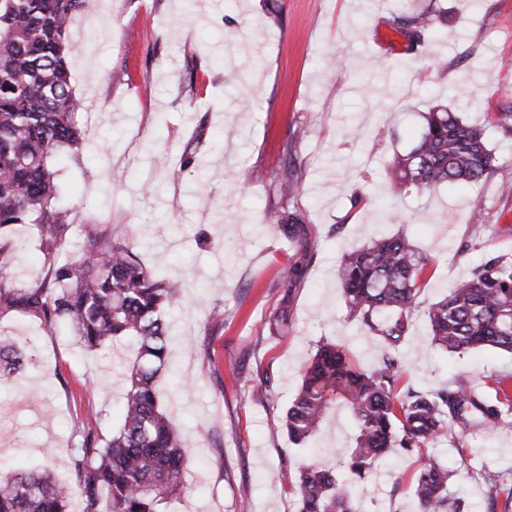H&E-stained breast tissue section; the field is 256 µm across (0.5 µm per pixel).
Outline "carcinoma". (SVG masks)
I'll list each match as a JSON object with an SVG mask.
<instances>
[{"instance_id": "obj_1", "label": "carcinoma", "mask_w": 512, "mask_h": 512, "mask_svg": "<svg viewBox=\"0 0 512 512\" xmlns=\"http://www.w3.org/2000/svg\"><path fill=\"white\" fill-rule=\"evenodd\" d=\"M89 0H0V237L26 226L49 263L42 281L7 288L0 301L38 317L47 328L67 322L88 349L129 345L123 367L121 418L112 436H83L70 462L74 483L50 470L0 472V512H69L71 497L83 512H171L184 489L178 429L162 410L158 379L169 369L174 341L164 307L181 285L146 267L133 248L100 235L86 236L83 257L57 260L70 237L69 211L54 161L82 141L81 99L73 91L66 59L68 21L91 9ZM433 4L399 13L396 32L418 45L433 28ZM416 146L394 154L387 177L399 191L420 193L444 183L480 182L497 169L485 128L465 123L444 105L422 115ZM288 240L305 245L301 212L286 205L271 217ZM428 257L410 240L383 237L344 257L337 270L350 318L387 349L381 362L364 366L349 348L322 344L307 365L286 410L282 428L294 444L313 438L329 411L344 402L356 425L342 462L359 480L371 475L392 448L418 454L443 437L449 423L465 431L494 427L512 408L506 380L495 381L494 399L471 392L460 380L432 393L400 388L396 350L408 333ZM431 341L450 351L495 347L512 353V261L492 258L426 311ZM28 354L0 336V378L24 369ZM298 512H354L347 486L332 467L302 465L297 474ZM420 512H465L448 493V469L420 457L412 483ZM491 512H512V483L490 482Z\"/></svg>"}]
</instances>
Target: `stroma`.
Wrapping results in <instances>:
<instances>
[{"label": "stroma", "mask_w": 512, "mask_h": 512, "mask_svg": "<svg viewBox=\"0 0 512 512\" xmlns=\"http://www.w3.org/2000/svg\"><path fill=\"white\" fill-rule=\"evenodd\" d=\"M269 1L94 0L69 22L85 141L80 162L57 166L77 230L62 257L81 258L97 232L182 285L166 308L178 341L159 383L189 450L173 512H297L299 466L343 461L354 434L345 407L310 444L274 426L321 343L344 344L370 366L384 355L348 318L336 277L340 260L376 237L406 236L429 258L399 349L401 387L465 380L488 393L494 377L512 376L511 353L432 345L425 317L488 259H512V133L487 121L512 112V0H442L445 18L415 49L392 24L406 0H273V11ZM436 104L484 125L497 169L471 185L395 193L386 164L415 145L422 112ZM388 123L398 139H379ZM292 136L303 250L271 224L268 187L252 178L284 171ZM381 197L391 205L385 224ZM11 241L7 277L43 279L48 265L30 233ZM292 264L299 281L289 289L280 270ZM281 309L284 323L270 326ZM1 333L31 362L0 385V467L67 472L81 435L111 436L133 351L87 349L69 327L17 309L0 312ZM265 381L268 398L255 397ZM427 453L448 468V490L468 512H488L486 474L512 475V417L491 431L449 428ZM416 467L392 449L353 489L356 512H419Z\"/></svg>", "instance_id": "obj_1"}]
</instances>
